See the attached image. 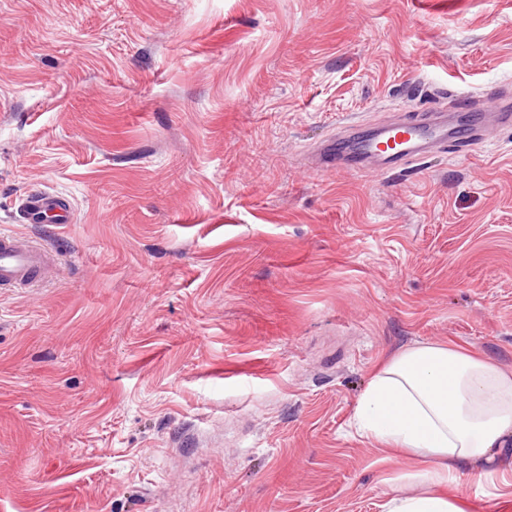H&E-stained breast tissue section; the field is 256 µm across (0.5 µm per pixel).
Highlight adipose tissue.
<instances>
[{
  "label": "adipose tissue",
  "instance_id": "adipose-tissue-1",
  "mask_svg": "<svg viewBox=\"0 0 512 512\" xmlns=\"http://www.w3.org/2000/svg\"><path fill=\"white\" fill-rule=\"evenodd\" d=\"M355 417L381 452L432 470L426 491L392 497L388 512H471L449 496V473L512 469V369L485 355L444 344L401 349L373 368Z\"/></svg>",
  "mask_w": 512,
  "mask_h": 512
}]
</instances>
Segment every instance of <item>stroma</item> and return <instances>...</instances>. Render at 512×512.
<instances>
[{
    "label": "stroma",
    "mask_w": 512,
    "mask_h": 512,
    "mask_svg": "<svg viewBox=\"0 0 512 512\" xmlns=\"http://www.w3.org/2000/svg\"><path fill=\"white\" fill-rule=\"evenodd\" d=\"M512 98V0H0V512H385L418 492L354 410L454 344L512 369V127L388 174L352 121ZM69 224H23L24 193ZM479 512L512 472L460 471ZM20 211L25 224H69L72 220L69 198L47 190L28 192ZM57 267L52 249L26 235L0 229V289H26L44 282Z\"/></svg>",
    "instance_id": "stroma-1"
}]
</instances>
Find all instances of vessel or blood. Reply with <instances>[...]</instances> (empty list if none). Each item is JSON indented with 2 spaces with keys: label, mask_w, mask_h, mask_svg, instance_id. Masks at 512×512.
I'll return each instance as SVG.
<instances>
[{
  "label": "vessel or blood",
  "mask_w": 512,
  "mask_h": 512,
  "mask_svg": "<svg viewBox=\"0 0 512 512\" xmlns=\"http://www.w3.org/2000/svg\"><path fill=\"white\" fill-rule=\"evenodd\" d=\"M512 126V100L484 112L474 101L460 99L456 109L421 112L414 117L372 126L348 124L321 152L330 169L388 173L425 158L448 140L471 148L492 131ZM28 224H67L72 220L68 197L47 190L28 192L20 206ZM57 267L52 249L26 235L0 229V289H26L44 282Z\"/></svg>",
  "instance_id": "1"
}]
</instances>
